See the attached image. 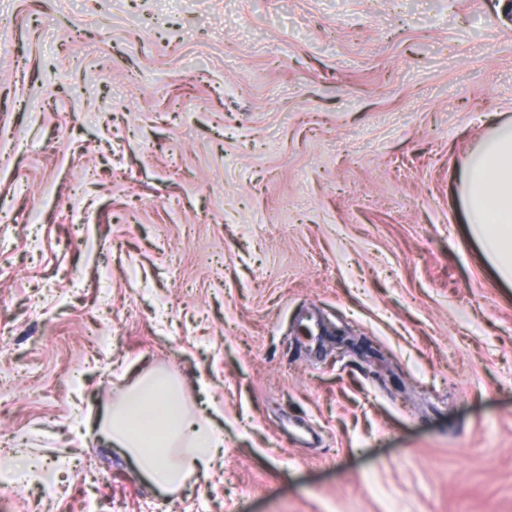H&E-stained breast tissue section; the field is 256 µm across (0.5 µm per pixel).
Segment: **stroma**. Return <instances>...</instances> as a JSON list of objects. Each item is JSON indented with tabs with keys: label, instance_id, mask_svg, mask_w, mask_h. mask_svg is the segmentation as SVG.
Here are the masks:
<instances>
[{
	"label": "stroma",
	"instance_id": "obj_1",
	"mask_svg": "<svg viewBox=\"0 0 512 512\" xmlns=\"http://www.w3.org/2000/svg\"><path fill=\"white\" fill-rule=\"evenodd\" d=\"M0 28V457L60 474L0 512H512V284L459 196L512 119L505 0H0ZM158 369L224 432L172 494L98 434Z\"/></svg>",
	"mask_w": 512,
	"mask_h": 512
}]
</instances>
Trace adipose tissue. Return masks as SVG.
Wrapping results in <instances>:
<instances>
[{"mask_svg":"<svg viewBox=\"0 0 512 512\" xmlns=\"http://www.w3.org/2000/svg\"><path fill=\"white\" fill-rule=\"evenodd\" d=\"M459 192L473 238L499 278L512 283V121L497 126L468 157ZM99 434L131 454L162 491L224 464L223 430L210 416L191 412L163 371L138 377Z\"/></svg>","mask_w":512,"mask_h":512,"instance_id":"adipose-tissue-1","label":"adipose tissue"}]
</instances>
